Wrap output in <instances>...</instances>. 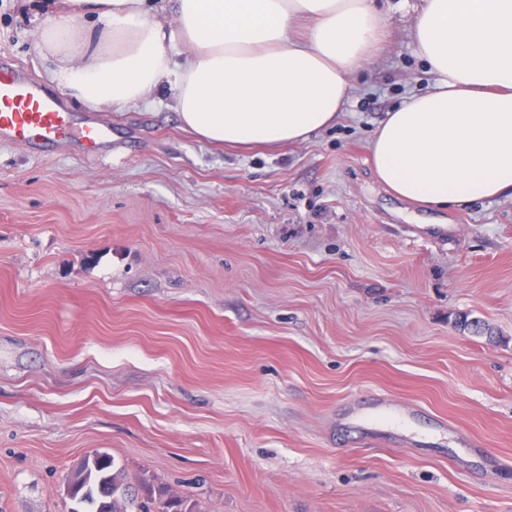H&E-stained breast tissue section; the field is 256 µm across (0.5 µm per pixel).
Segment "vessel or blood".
<instances>
[{"instance_id":"vessel-or-blood-1","label":"vessel or blood","mask_w":512,"mask_h":512,"mask_svg":"<svg viewBox=\"0 0 512 512\" xmlns=\"http://www.w3.org/2000/svg\"><path fill=\"white\" fill-rule=\"evenodd\" d=\"M80 140L87 155L108 139L106 128L97 123L75 127L62 99L42 93L16 75L0 68V140L42 152H51L70 138Z\"/></svg>"}]
</instances>
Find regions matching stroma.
I'll use <instances>...</instances> for the list:
<instances>
[{"label": "stroma", "instance_id": "stroma-1", "mask_svg": "<svg viewBox=\"0 0 512 512\" xmlns=\"http://www.w3.org/2000/svg\"><path fill=\"white\" fill-rule=\"evenodd\" d=\"M420 5L377 0L384 43L335 124L241 148L166 101L86 108L49 77L46 13L0 0V65L112 139L0 144V512H66L98 449L197 512H512V193L432 208L371 163L434 85ZM374 393L448 433L353 438L340 410Z\"/></svg>", "mask_w": 512, "mask_h": 512}]
</instances>
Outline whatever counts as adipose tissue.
<instances>
[{
  "instance_id": "ef3b65f1",
  "label": "adipose tissue",
  "mask_w": 512,
  "mask_h": 512,
  "mask_svg": "<svg viewBox=\"0 0 512 512\" xmlns=\"http://www.w3.org/2000/svg\"><path fill=\"white\" fill-rule=\"evenodd\" d=\"M54 0L52 78L97 112L171 94L183 129L230 145L296 143L335 123L381 41L375 0ZM431 91L370 143L379 182L439 208L512 192V0H421Z\"/></svg>"
}]
</instances>
